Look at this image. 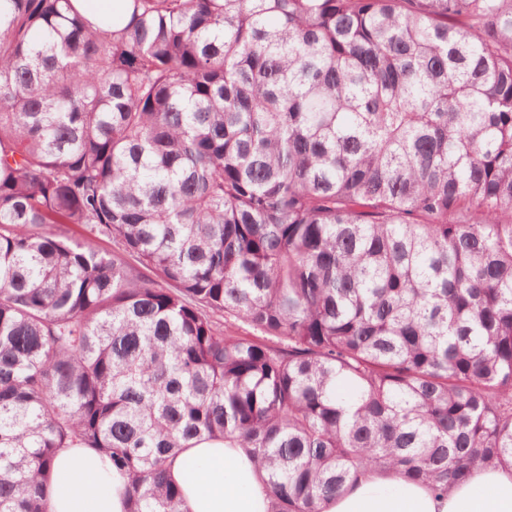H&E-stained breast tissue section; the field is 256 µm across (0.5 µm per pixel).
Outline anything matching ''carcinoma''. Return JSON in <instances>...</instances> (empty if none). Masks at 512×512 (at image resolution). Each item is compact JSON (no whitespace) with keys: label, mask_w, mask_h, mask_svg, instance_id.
Instances as JSON below:
<instances>
[{"label":"carcinoma","mask_w":512,"mask_h":512,"mask_svg":"<svg viewBox=\"0 0 512 512\" xmlns=\"http://www.w3.org/2000/svg\"><path fill=\"white\" fill-rule=\"evenodd\" d=\"M129 5L0 0V512L75 447L128 512L196 438L270 512L511 463L512 0ZM74 6L90 21L119 25L127 19L126 0H74Z\"/></svg>","instance_id":"1"}]
</instances>
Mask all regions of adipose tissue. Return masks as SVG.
I'll return each instance as SVG.
<instances>
[{"label": "adipose tissue", "mask_w": 512, "mask_h": 512, "mask_svg": "<svg viewBox=\"0 0 512 512\" xmlns=\"http://www.w3.org/2000/svg\"><path fill=\"white\" fill-rule=\"evenodd\" d=\"M48 512H126V479L109 457L68 448L51 461ZM183 489L184 512H268L269 493L250 456L220 440H199L170 464ZM324 512H512V466L480 469L448 495L395 476L368 474Z\"/></svg>", "instance_id": "adipose-tissue-1"}]
</instances>
